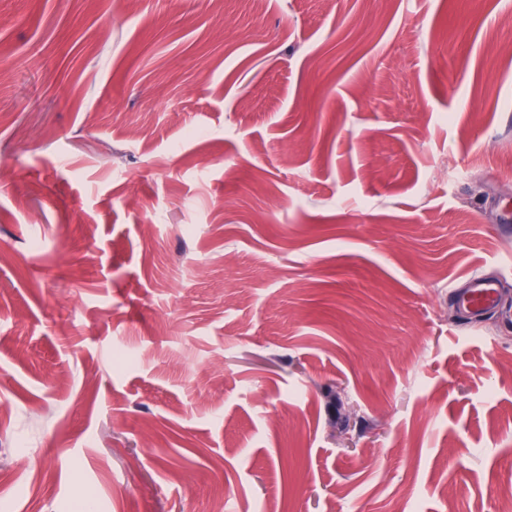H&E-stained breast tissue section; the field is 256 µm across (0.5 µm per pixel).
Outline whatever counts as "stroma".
Masks as SVG:
<instances>
[{
	"instance_id": "obj_1",
	"label": "stroma",
	"mask_w": 512,
	"mask_h": 512,
	"mask_svg": "<svg viewBox=\"0 0 512 512\" xmlns=\"http://www.w3.org/2000/svg\"><path fill=\"white\" fill-rule=\"evenodd\" d=\"M511 208L512 0H0V503L500 512ZM459 301L470 314L478 317L496 304V286L481 276L473 275L470 277L468 288L459 295Z\"/></svg>"
}]
</instances>
